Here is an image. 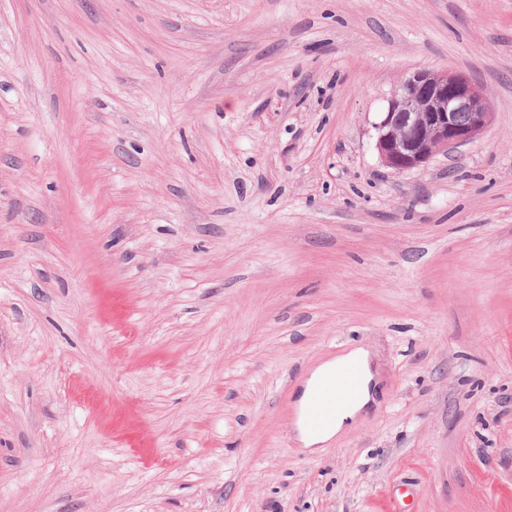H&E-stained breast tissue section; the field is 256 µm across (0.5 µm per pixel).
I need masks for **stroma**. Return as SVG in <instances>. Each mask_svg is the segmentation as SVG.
<instances>
[{
    "label": "stroma",
    "instance_id": "stroma-1",
    "mask_svg": "<svg viewBox=\"0 0 512 512\" xmlns=\"http://www.w3.org/2000/svg\"><path fill=\"white\" fill-rule=\"evenodd\" d=\"M420 68L493 119L397 173ZM0 512H512V0H0ZM356 363L361 370V385L356 398L344 405L337 413L336 409L348 400L360 383V370L356 365L342 369L330 382L319 385L312 395L307 424L312 433L323 429L335 416L336 419L321 433L310 434L305 427L306 412L309 407L311 392L323 378L335 371ZM310 378L299 397L300 416L296 421V430L304 448L324 444L354 425L365 408L374 402L376 386L375 373L371 368L370 353L363 347H355L346 353L318 365L309 374Z\"/></svg>",
    "mask_w": 512,
    "mask_h": 512
}]
</instances>
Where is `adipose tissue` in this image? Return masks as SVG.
I'll use <instances>...</instances> for the list:
<instances>
[{
	"label": "adipose tissue",
	"instance_id": "obj_1",
	"mask_svg": "<svg viewBox=\"0 0 512 512\" xmlns=\"http://www.w3.org/2000/svg\"><path fill=\"white\" fill-rule=\"evenodd\" d=\"M352 363L357 364L361 370V385L356 398L344 405L337 412L334 422L319 434H310L305 427L304 420H297L296 430L304 447L310 448L330 441L346 428L354 425L365 408L370 402H373L376 379L371 368L370 354L366 349L356 347L321 363L311 371L299 397L298 405L300 409H308L311 392L320 380Z\"/></svg>",
	"mask_w": 512,
	"mask_h": 512
}]
</instances>
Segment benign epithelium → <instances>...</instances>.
I'll return each instance as SVG.
<instances>
[{
	"instance_id": "obj_1",
	"label": "benign epithelium",
	"mask_w": 512,
	"mask_h": 512,
	"mask_svg": "<svg viewBox=\"0 0 512 512\" xmlns=\"http://www.w3.org/2000/svg\"><path fill=\"white\" fill-rule=\"evenodd\" d=\"M492 118L489 99L466 75L418 69L402 79L374 124L376 149L393 171L418 169L474 141Z\"/></svg>"
}]
</instances>
